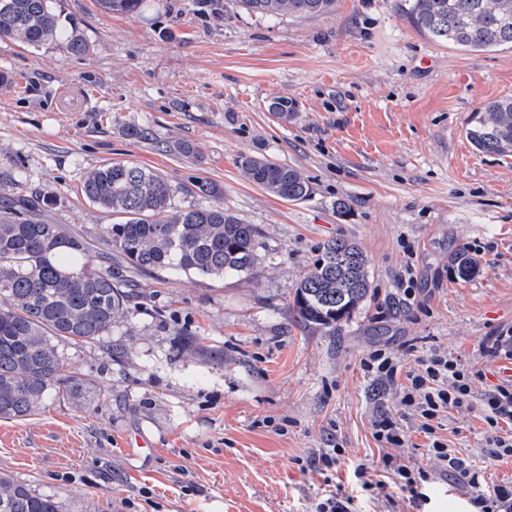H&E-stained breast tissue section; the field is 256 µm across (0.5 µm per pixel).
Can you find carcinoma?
Here are the masks:
<instances>
[{
  "mask_svg": "<svg viewBox=\"0 0 512 512\" xmlns=\"http://www.w3.org/2000/svg\"><path fill=\"white\" fill-rule=\"evenodd\" d=\"M147 0H97L108 13L139 14ZM250 14L321 15L336 0H239ZM57 0H0V41L34 48L55 44L84 55L90 44L77 28L59 22ZM411 25L437 42L470 51L512 44V0H402ZM467 136L479 152L512 155V96L488 102ZM247 179L287 201L311 194L297 169L264 157L242 155ZM207 208L174 205L177 187L164 175L137 164L107 163L89 171L82 195L123 216L103 231L108 252L61 224L41 218L40 199H0V418L30 416L56 394L89 403L90 387L64 369L63 346L97 347L112 357L121 351L105 341L136 294L112 265L136 273L194 274L207 278L249 276L257 267L258 230L224 209V186L201 180ZM457 278L470 280L481 263L460 249L449 256ZM372 288L368 259L353 241L330 239L294 288L301 325L336 333L360 308ZM0 512H64L63 503L0 473Z\"/></svg>",
  "mask_w": 512,
  "mask_h": 512,
  "instance_id": "1",
  "label": "carcinoma"
}]
</instances>
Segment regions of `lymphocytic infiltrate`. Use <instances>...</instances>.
I'll return each mask as SVG.
<instances>
[{
	"label": "lymphocytic infiltrate",
	"instance_id": "obj_1",
	"mask_svg": "<svg viewBox=\"0 0 512 512\" xmlns=\"http://www.w3.org/2000/svg\"><path fill=\"white\" fill-rule=\"evenodd\" d=\"M406 382L399 391L397 413H382L372 422L373 437L383 448H400L407 444L408 434L403 427L404 417H417L418 430L426 439L429 455L436 469L400 464L386 455L381 459L382 478L374 479L367 468L354 471L356 485L368 495H377L387 486H394L410 495L413 502L425 504V488L441 478H454L463 486L476 490L472 503L478 512H512V486L488 487L485 471L466 464L455 449L449 448L442 431L453 411H462L481 402L486 424L485 442L491 459L512 458V377L498 376L489 382L484 369L465 364L448 351L433 350L418 359V366L406 371ZM483 383V394L474 386ZM342 454L339 442H332L318 458L320 473L332 489L316 505L315 512H354V497L344 484L334 482L333 473Z\"/></svg>",
	"mask_w": 512,
	"mask_h": 512
}]
</instances>
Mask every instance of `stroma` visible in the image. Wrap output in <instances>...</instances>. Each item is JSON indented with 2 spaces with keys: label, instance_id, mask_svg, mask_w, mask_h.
<instances>
[{
  "label": "stroma",
  "instance_id": "1",
  "mask_svg": "<svg viewBox=\"0 0 512 512\" xmlns=\"http://www.w3.org/2000/svg\"><path fill=\"white\" fill-rule=\"evenodd\" d=\"M60 6L88 54L0 42V167L20 171L17 193L48 198L52 223L97 244L118 218L82 196L89 170L155 169L179 207L211 205L196 189L211 180L258 229V270L135 276L139 297L112 328L122 358L64 349L90 405L53 398L0 419V472L69 512L107 501L112 512H314L329 437L343 446L342 478L383 455L372 421L398 395L364 376L369 350L409 368L414 352L439 348L481 368L480 343L512 331V157L466 137L476 112L512 95V46L436 42L399 0L274 18L233 0H149L138 16L96 0ZM282 97L296 105L287 120L268 110ZM125 124L146 138L125 137ZM243 154L296 168L311 196L286 201L246 180ZM332 238L357 243L372 272L370 298L334 334L303 327L293 303ZM461 247L482 264L467 281L448 265ZM482 418L477 404L451 414L443 435L493 483L510 482L512 461L488 459ZM140 434L151 448L127 451ZM427 494L421 509L401 499V512H458L472 497L452 479Z\"/></svg>",
  "mask_w": 512,
  "mask_h": 512
}]
</instances>
